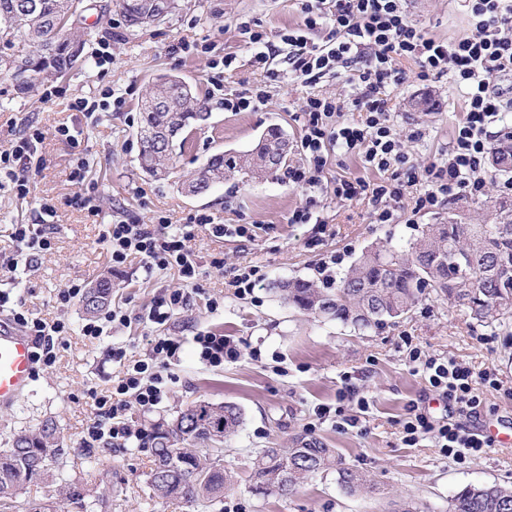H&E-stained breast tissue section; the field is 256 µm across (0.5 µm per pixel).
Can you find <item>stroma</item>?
Wrapping results in <instances>:
<instances>
[{
  "label": "stroma",
  "mask_w": 512,
  "mask_h": 512,
  "mask_svg": "<svg viewBox=\"0 0 512 512\" xmlns=\"http://www.w3.org/2000/svg\"><path fill=\"white\" fill-rule=\"evenodd\" d=\"M183 7L160 24L132 32L114 10L93 12L86 59L63 78L38 81L28 95H19L11 77L0 75V148L9 147L35 123L45 138L38 147L43 162L28 195L17 194L10 183L0 184V260L16 254L11 237L15 224L34 223L41 204L55 210L53 248L35 269L13 283L0 270V289L33 316L52 320L62 316L74 326L70 335L55 342L54 364L41 368L22 399L0 410V447L14 433L51 418L64 438L66 454L59 471L79 476L99 488H113L105 512H194L183 503L163 504L153 499L147 483L151 455L145 448H86L81 439L93 419L91 391L108 388L118 369L107 356L109 346L125 347L134 359L145 358L157 336L181 340L182 346L168 370L176 378L171 391L151 412H133L134 423L147 431L167 426L181 409L196 400L236 404L242 422L224 441V464L235 473L233 489L224 504L233 512H383L389 501L408 495L423 503L427 512H448L450 499L463 487L512 482V447H491L477 457L455 461L442 455L430 441L409 447L401 440L408 405L415 404L441 416L445 402L409 362L404 337L433 354L456 358L478 370L492 369L502 382L488 392L478 418L479 428L499 432L512 429V326L505 328L472 320L462 307L430 294L406 315L366 331L324 318L298 313L275 292L276 283L293 278L315 280L320 254H343L351 265L375 243L392 247L415 239L424 225L448 221L465 213L479 222L487 200L467 197L449 201L432 213L416 215L414 223H373L365 201L328 198L321 212L325 234L310 224H292L288 216L304 205L306 195L275 177L225 180L201 196L182 192L181 179L193 175L217 152L244 153L254 148L260 134L281 129L290 142L289 161L300 159V108L309 90L289 78L266 81L254 63L253 52L240 23L274 35L303 22L302 0H181ZM412 19L430 36L453 40L465 36L468 22L462 0H409ZM189 51H179V44ZM111 60L96 66L99 50ZM232 54L231 69L219 62ZM406 82L388 88L400 134L422 129L421 140L408 143L409 152L428 163L439 158L454 135L463 98L447 81H421L413 61L402 63ZM168 73L182 77L193 88L207 112L177 156L175 175L157 181L141 171L137 162L139 103L149 82ZM222 89H215V82ZM265 87L267 102L254 112H228L226 94ZM53 90L45 99V90ZM121 93L122 106H108L98 123H90L73 110L76 99L106 100L108 91ZM67 125L72 139L55 129ZM89 162L86 181L98 196L100 216L88 215L75 203L78 188L69 173L78 158ZM125 211L141 223L168 217L186 224L197 213L213 216L218 224L257 225L256 238L244 243L196 231L190 245L198 263V293L187 308L164 327L143 322L154 296L166 288L181 287L177 270L146 276L139 261L112 271L109 255L100 242L103 226L113 213ZM223 269L212 266L214 258ZM251 264L265 279L253 299H237L228 282L233 267ZM112 277V302L129 314V326L112 330L101 340L89 341L78 328L85 317L80 306L60 309L56 296L73 282L92 283ZM217 300L208 310V300ZM221 332L234 340L242 356L224 367L211 368L197 358L192 342L198 331ZM258 359H250V351ZM366 396L370 408L359 413L345 403L346 415H361L364 431H341L331 423L315 425L314 409L336 405L345 385ZM313 427L314 437L337 449L347 467L366 472L377 487L374 495L347 494L329 473L308 480L288 496L255 494L250 472L253 456L266 448H286Z\"/></svg>",
  "instance_id": "stroma-1"
}]
</instances>
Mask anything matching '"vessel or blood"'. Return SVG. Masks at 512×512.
<instances>
[{
    "instance_id": "1",
    "label": "vessel or blood",
    "mask_w": 512,
    "mask_h": 512,
    "mask_svg": "<svg viewBox=\"0 0 512 512\" xmlns=\"http://www.w3.org/2000/svg\"><path fill=\"white\" fill-rule=\"evenodd\" d=\"M32 336L10 321L0 322V409L11 408L35 376Z\"/></svg>"
}]
</instances>
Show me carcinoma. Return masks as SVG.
I'll return each instance as SVG.
<instances>
[{
	"label": "carcinoma",
	"instance_id": "cac0c4a2",
	"mask_svg": "<svg viewBox=\"0 0 512 512\" xmlns=\"http://www.w3.org/2000/svg\"><path fill=\"white\" fill-rule=\"evenodd\" d=\"M87 0H0V75L15 81L18 93L34 89L25 73L62 76L84 57L85 41L71 28L56 31L66 18H85ZM161 0H113L129 28L152 25ZM197 97L178 76L156 78L141 100L138 132L140 168L157 179L171 175L177 150L188 142L186 132L207 114L197 111ZM287 138L277 127L267 129L255 148L241 154L216 153L192 178L197 193L244 175H271L286 162ZM492 167L512 171V138L497 143ZM491 224H428L405 250L368 248L340 278L335 288H320L305 279L274 286L297 311L366 330L398 318L422 299L425 289L465 308L471 318L489 325L512 324V203L496 202ZM112 298V279L102 276L82 301L88 317L99 314ZM242 421L231 403L197 401L181 410L171 426L157 429L150 447L152 467L148 483L154 495L183 501L212 512L233 489V476L224 468L223 446L209 447L214 436L226 437ZM297 448H266L252 461V490L262 494L292 493L304 480L336 473L350 495L373 494L369 477L342 462L336 449L316 438L304 437ZM58 426L47 418L40 425L15 434L0 448V512H92L96 505L89 483L56 477L52 465L63 455ZM52 484L54 500L41 503L20 499L31 486ZM448 512H512V483L466 486L450 500Z\"/></svg>",
	"mask_w": 512,
	"mask_h": 512
}]
</instances>
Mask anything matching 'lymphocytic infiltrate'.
I'll use <instances>...</instances> for the list:
<instances>
[{"mask_svg":"<svg viewBox=\"0 0 512 512\" xmlns=\"http://www.w3.org/2000/svg\"><path fill=\"white\" fill-rule=\"evenodd\" d=\"M465 7L470 32L454 41L429 36L411 19L407 0H304L303 26L282 32L274 40L266 32L242 26L254 49V59L265 65L269 80L280 77L267 66L277 52L284 53L291 80L304 86L317 85L325 76L342 70L357 73L354 93L348 98L313 93L302 102V158L283 166L277 174L281 182L307 195L305 204L289 214V223L321 224L318 200L328 192L342 201H368L377 224L395 223L406 205L418 214L440 209L459 197L474 199L486 194L493 182L486 160L495 147L489 129L512 110V94L496 85L497 79L512 76V0H465ZM320 27L327 28L326 39L311 41L309 31ZM403 59L416 63L420 79H445L466 91L463 119L446 151L426 165L419 164L405 149L384 96L386 87L405 82L407 74L399 66ZM347 111L361 112L362 120L344 119ZM42 139V131L32 126L11 149L0 151V179H9L18 194H29L39 173L33 160ZM334 150L357 155L366 167L379 172V180L342 178L333 188H326L322 173ZM51 216V208L46 207L38 222L14 225L12 235L20 248L15 257L0 263L1 270L13 273L21 267H35L39 257L52 247ZM197 228L217 238L255 239L253 225L217 224L207 214L194 216L189 224H171L163 216L154 224L116 217L103 229L101 240L113 270L134 259L149 276L177 269L183 285L154 300L147 315L154 325L168 324L190 301L198 265L188 242ZM10 315L34 336L37 365H52L54 339L68 335L69 324L48 322L25 310L14 309ZM192 341L200 362L213 368L242 356L237 345L219 333L200 331ZM180 347L176 339L155 337L146 361L128 360L125 349L118 346L109 349L108 357L119 372L107 390L91 395L95 416L87 429L86 443L116 448L146 446V431L136 428L129 414L134 409L151 411L167 395L175 378L165 362L174 358ZM409 361L434 391L447 398L448 413L434 420L418 406H411L403 423V442L412 446L431 440L446 457L456 460L491 447L488 437L465 428L453 415L477 416L486 392L498 387L495 374L474 370L418 346L410 347Z\"/></svg>","mask_w":512,"mask_h":512,"instance_id":"obj_1","label":"lymphocytic infiltrate"}]
</instances>
